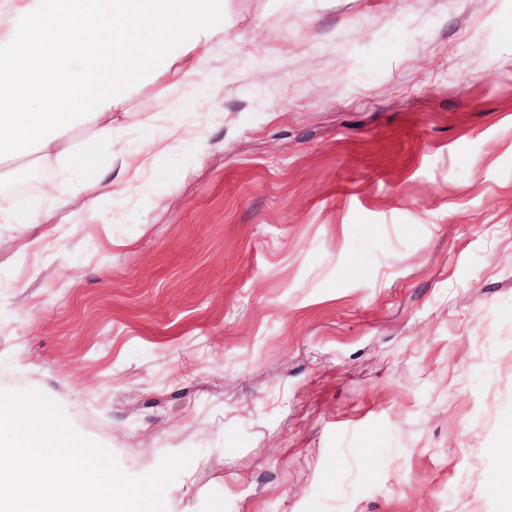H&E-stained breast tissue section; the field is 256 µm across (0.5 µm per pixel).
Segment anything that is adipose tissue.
<instances>
[{
    "mask_svg": "<svg viewBox=\"0 0 512 512\" xmlns=\"http://www.w3.org/2000/svg\"><path fill=\"white\" fill-rule=\"evenodd\" d=\"M0 28V163H43L89 123L112 136V110L146 71L174 76L224 35L223 0H11Z\"/></svg>",
    "mask_w": 512,
    "mask_h": 512,
    "instance_id": "adipose-tissue-1",
    "label": "adipose tissue"
}]
</instances>
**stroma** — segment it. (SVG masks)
I'll return each mask as SVG.
<instances>
[{"instance_id":"stroma-1","label":"stroma","mask_w":512,"mask_h":512,"mask_svg":"<svg viewBox=\"0 0 512 512\" xmlns=\"http://www.w3.org/2000/svg\"><path fill=\"white\" fill-rule=\"evenodd\" d=\"M182 66L12 196L0 390L194 451L169 512H501L512 0H224Z\"/></svg>"}]
</instances>
